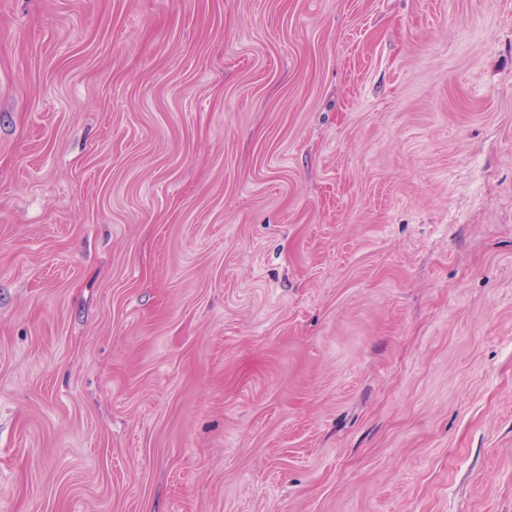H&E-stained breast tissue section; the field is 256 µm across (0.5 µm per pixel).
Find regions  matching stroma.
I'll return each instance as SVG.
<instances>
[{"instance_id": "obj_1", "label": "stroma", "mask_w": 512, "mask_h": 512, "mask_svg": "<svg viewBox=\"0 0 512 512\" xmlns=\"http://www.w3.org/2000/svg\"><path fill=\"white\" fill-rule=\"evenodd\" d=\"M0 512H512V0H0Z\"/></svg>"}]
</instances>
